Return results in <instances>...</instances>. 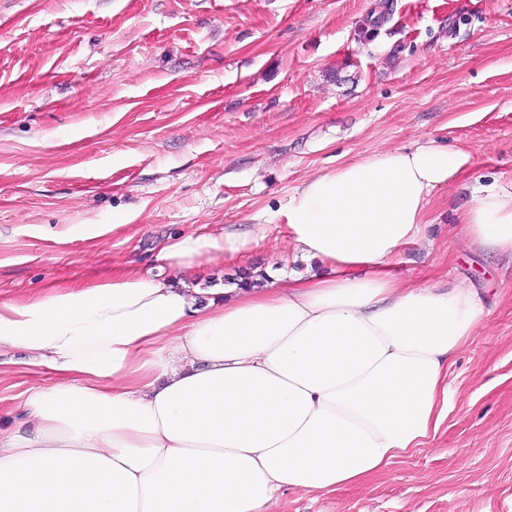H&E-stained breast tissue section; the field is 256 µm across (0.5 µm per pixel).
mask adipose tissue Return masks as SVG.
<instances>
[{
    "mask_svg": "<svg viewBox=\"0 0 512 512\" xmlns=\"http://www.w3.org/2000/svg\"><path fill=\"white\" fill-rule=\"evenodd\" d=\"M469 160L430 142L306 180L281 214L291 254L324 274L272 262L210 298L183 270L259 238L194 231L156 273L0 302V350L58 376L26 397L29 432L0 437V512H271L422 446L484 310L473 288H406L393 269ZM471 194L472 243L512 253V189Z\"/></svg>",
    "mask_w": 512,
    "mask_h": 512,
    "instance_id": "1",
    "label": "adipose tissue"
}]
</instances>
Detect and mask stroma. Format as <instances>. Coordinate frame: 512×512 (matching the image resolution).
<instances>
[{"label": "stroma", "instance_id": "stroma-1", "mask_svg": "<svg viewBox=\"0 0 512 512\" xmlns=\"http://www.w3.org/2000/svg\"><path fill=\"white\" fill-rule=\"evenodd\" d=\"M433 141L470 155L395 273L472 286L486 321L448 369V415L364 483L276 512H512V259L468 243V184L512 185V0H0V302L155 271L170 239L261 228L310 176ZM125 225L114 226L117 217ZM0 352V432L56 382Z\"/></svg>", "mask_w": 512, "mask_h": 512}]
</instances>
